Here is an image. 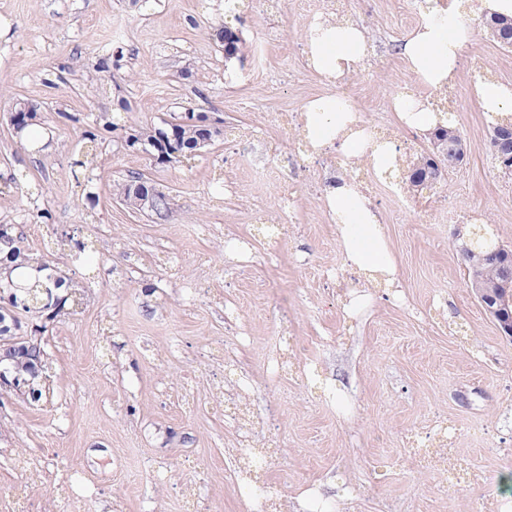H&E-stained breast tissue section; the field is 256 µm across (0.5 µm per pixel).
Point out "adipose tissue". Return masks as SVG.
Instances as JSON below:
<instances>
[{
  "mask_svg": "<svg viewBox=\"0 0 512 512\" xmlns=\"http://www.w3.org/2000/svg\"><path fill=\"white\" fill-rule=\"evenodd\" d=\"M448 23H426L412 31L403 50L418 82L431 89L447 86L460 66L461 52L470 38L469 29L455 13ZM311 65L329 80L356 72L369 52L365 29L350 23H319L309 32ZM304 135L315 148L335 146L352 161L366 160L376 171L391 169L394 152L388 146L371 147L370 135L360 126L352 105L337 96L311 99L304 106ZM327 206L339 227L347 261L369 278L395 275V261L382 224L369 197L345 178H337L326 195Z\"/></svg>",
  "mask_w": 512,
  "mask_h": 512,
  "instance_id": "adipose-tissue-1",
  "label": "adipose tissue"
}]
</instances>
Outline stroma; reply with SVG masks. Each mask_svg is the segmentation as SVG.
Listing matches in <instances>:
<instances>
[{
  "label": "stroma",
  "mask_w": 512,
  "mask_h": 512,
  "mask_svg": "<svg viewBox=\"0 0 512 512\" xmlns=\"http://www.w3.org/2000/svg\"><path fill=\"white\" fill-rule=\"evenodd\" d=\"M351 3L374 49L344 83L361 88L370 123L378 113L369 102L389 104L416 83L394 64L407 0ZM0 17L11 22L0 32V224L18 225L39 255L65 233L97 252L52 257L87 303L49 327L41 399L0 402V512H66L79 493L81 512H244L251 493L230 477L236 433L209 400L224 381L218 351L241 333L255 399L278 406L257 439L280 450L273 471L288 475L291 512H495L508 475L499 459L512 454V339L468 286L461 250L471 225L382 209L396 284L365 282L348 267L339 282L320 273L343 258L326 204L341 172L335 151L300 172L289 217L241 166L250 145L235 131L254 125L270 160L294 169L296 133L268 126V113L302 112L340 86L307 65L309 26L294 0L274 11L258 0H0ZM226 26L243 40L230 60ZM271 30L280 38L265 42ZM469 81L458 72L461 107L450 120L468 154L436 188L512 248V176L489 150L492 126ZM19 99L37 106L44 145L14 134ZM189 111L222 120V137L165 165L123 147L135 126ZM105 113L114 128H103ZM91 148L94 168L73 176ZM133 171L169 194L166 220L114 199L113 182ZM258 195L288 228L278 247L252 222ZM198 224L209 234H196ZM283 328L313 353L281 381L266 361ZM170 348L177 357L166 358ZM442 422L449 447L495 476L450 501L438 491L447 475L419 471L406 451L411 440L429 446ZM22 451L37 458L35 483L14 467ZM189 481L206 487L191 508L181 497Z\"/></svg>",
  "instance_id": "1"
}]
</instances>
